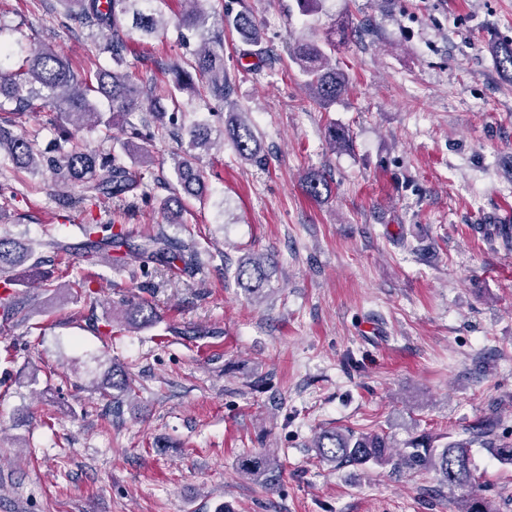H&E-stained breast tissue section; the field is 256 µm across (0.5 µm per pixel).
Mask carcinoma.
Returning <instances> with one entry per match:
<instances>
[{
	"label": "carcinoma",
	"mask_w": 512,
	"mask_h": 512,
	"mask_svg": "<svg viewBox=\"0 0 512 512\" xmlns=\"http://www.w3.org/2000/svg\"><path fill=\"white\" fill-rule=\"evenodd\" d=\"M61 6L58 15L66 20L75 19L87 30V38L96 40L108 31L110 38L103 51L110 54L112 67H96L93 76H85L74 70L68 60L49 46L31 53L18 70L0 74V98L14 105L13 113L37 112L51 108L59 122L79 132L94 130L103 125L107 128L122 121L125 115L138 111L140 124H129L130 135L148 142L157 135H167L175 140L181 134L188 137V145L174 154L176 184L167 202H179L177 191L200 197L205 185L199 168L203 156L229 137L239 156L256 165L267 164V156L254 134L251 125L241 119L244 111L230 99L231 86L224 74V44L221 35L211 32L213 0H185L190 8L185 12L179 27L198 34L201 46L192 58L170 67L174 90H196L195 78H200L203 88L214 100L232 106L233 118L226 132L213 136L208 125H193L187 130L177 126L179 104L171 98L173 112L150 97V85L129 71L128 34L136 31L143 38H152L164 30V15L149 7L153 0H57ZM233 27L240 39L251 45L261 43V32L249 10L245 9L233 20ZM304 83L312 100L320 108H328L347 90L346 74L329 64V54L319 45H309L294 54ZM95 92L112 103V117L106 118L89 93ZM10 121L0 118V152H5L12 164L20 169L45 170L55 185L78 189L76 197L64 201L66 206L93 204L103 198L118 199L134 208L138 200L148 195L145 173L128 166L123 154H102L96 150L73 146L66 148L70 137H63L57 154L48 156L38 144L37 138L17 136L10 128ZM305 191L317 199L324 192H331L325 176L313 172L306 177ZM85 238L83 248L89 257L110 263L121 258L122 248L127 246L122 230L112 222L94 220L78 225ZM57 226L47 229L46 246L56 252L58 261L73 269L68 263L69 247L56 239ZM138 253L161 263L173 274L178 271L193 272L201 268L200 252L196 245L176 240L161 230L148 233L136 246ZM28 264V276L40 275L43 264L34 256L32 249L8 234L0 235V320L10 322L19 311V293L16 286L20 278L14 273L17 266ZM273 260L265 255L249 256L240 260L234 272L237 287L253 297H259L268 285ZM123 323L128 326L151 324L157 318L155 308L146 302H134L123 298L118 302ZM112 402L121 407L124 398L133 391V381L126 370L112 368ZM498 423L487 417L465 429L467 437L446 441L445 434L422 433L406 443L404 449L393 452L394 445L384 434L358 433L351 428L332 427L321 430L313 447L319 456L338 468L364 467L368 464L387 465L408 472L433 471L448 491L461 493V512H497L486 498L474 493L476 486L471 448L479 445L495 451L501 463L512 466V443L496 433ZM239 469L250 476H266L279 472V461L266 455H246L240 458Z\"/></svg>",
	"instance_id": "carcinoma-1"
}]
</instances>
